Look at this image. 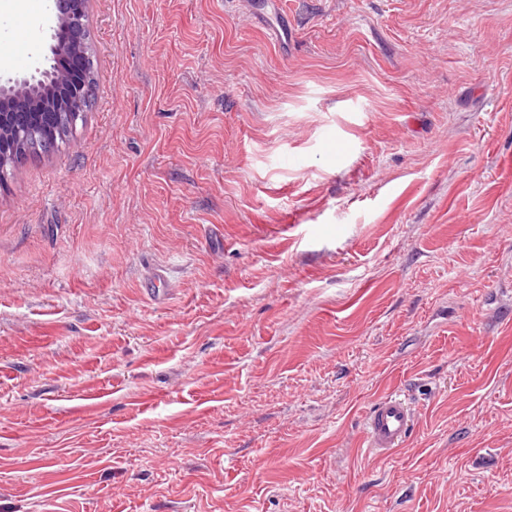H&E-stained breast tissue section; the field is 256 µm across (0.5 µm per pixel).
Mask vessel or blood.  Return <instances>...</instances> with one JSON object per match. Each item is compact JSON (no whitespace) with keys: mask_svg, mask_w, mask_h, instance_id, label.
Here are the masks:
<instances>
[{"mask_svg":"<svg viewBox=\"0 0 512 512\" xmlns=\"http://www.w3.org/2000/svg\"><path fill=\"white\" fill-rule=\"evenodd\" d=\"M416 422V410L405 393H384L371 404L365 414V444L377 457L392 455L406 446Z\"/></svg>","mask_w":512,"mask_h":512,"instance_id":"b4317fda","label":"vessel or blood"}]
</instances>
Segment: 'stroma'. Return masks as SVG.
I'll return each mask as SVG.
<instances>
[{
  "instance_id": "stroma-1",
  "label": "stroma",
  "mask_w": 512,
  "mask_h": 512,
  "mask_svg": "<svg viewBox=\"0 0 512 512\" xmlns=\"http://www.w3.org/2000/svg\"><path fill=\"white\" fill-rule=\"evenodd\" d=\"M0 8L25 75L54 2ZM87 15L84 124L0 187V512H512V0ZM416 422V409L405 393H384L371 404L364 417L366 448L380 458L392 455L406 446Z\"/></svg>"
}]
</instances>
